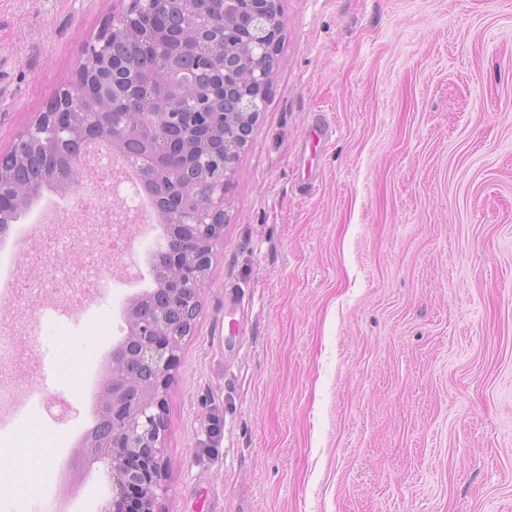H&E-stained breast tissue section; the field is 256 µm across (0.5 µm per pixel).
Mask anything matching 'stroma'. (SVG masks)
<instances>
[{
  "label": "stroma",
  "instance_id": "stroma-1",
  "mask_svg": "<svg viewBox=\"0 0 512 512\" xmlns=\"http://www.w3.org/2000/svg\"><path fill=\"white\" fill-rule=\"evenodd\" d=\"M127 0H0V151ZM278 63L166 394L162 512H512V0H279ZM323 113L334 134L310 143ZM316 182L303 184L307 167ZM44 188L0 238V336L68 304L80 388L45 424L54 512L112 500L80 441L159 222L107 293L8 298L38 271ZM36 250L16 259V237Z\"/></svg>",
  "mask_w": 512,
  "mask_h": 512
}]
</instances>
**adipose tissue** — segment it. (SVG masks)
<instances>
[{
	"label": "adipose tissue",
	"instance_id": "adipose-tissue-1",
	"mask_svg": "<svg viewBox=\"0 0 512 512\" xmlns=\"http://www.w3.org/2000/svg\"><path fill=\"white\" fill-rule=\"evenodd\" d=\"M92 341L88 334L66 333L55 337L51 345L58 365L55 388L72 389L80 384L81 368L76 355ZM64 443V437L43 424L26 423L12 439L0 443V486H9L14 497H26L34 485L50 475L52 452Z\"/></svg>",
	"mask_w": 512,
	"mask_h": 512
}]
</instances>
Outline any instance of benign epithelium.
Returning a JSON list of instances; mask_svg holds the SVG:
<instances>
[{"mask_svg": "<svg viewBox=\"0 0 512 512\" xmlns=\"http://www.w3.org/2000/svg\"><path fill=\"white\" fill-rule=\"evenodd\" d=\"M275 0H128L81 47L73 79L60 86L43 111L0 152V205L28 207L39 191L33 180L20 186L14 173L31 145L46 155L68 148L63 167L47 166L43 181L62 179L84 191L81 147L105 139L118 155L125 142L143 137L137 152L148 190L166 228L152 274L156 288L133 299L125 336L112 349V368L94 413L98 429L85 439L88 463L104 462L112 477V504L103 512H160L165 490L163 398L172 379L182 340L199 314V291L216 244L224 237V195L228 175L250 143L275 66L270 57L281 36ZM175 9L184 12L199 63L218 77L204 102L168 97L170 72L159 67L168 38L158 21ZM139 42L147 65L120 68L115 44ZM235 98V111L209 112L221 94Z\"/></svg>", "mask_w": 512, "mask_h": 512, "instance_id": "7a95c632", "label": "benign epithelium"}]
</instances>
